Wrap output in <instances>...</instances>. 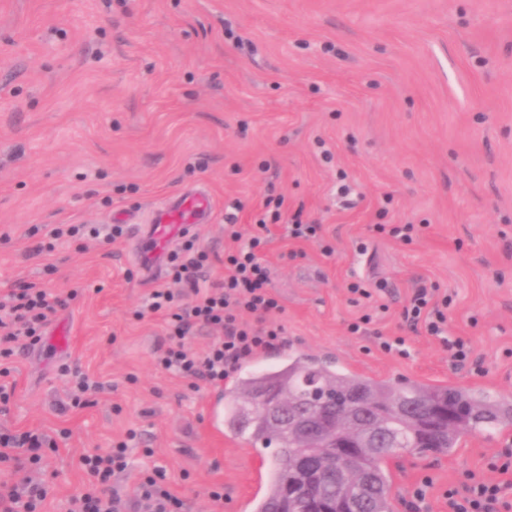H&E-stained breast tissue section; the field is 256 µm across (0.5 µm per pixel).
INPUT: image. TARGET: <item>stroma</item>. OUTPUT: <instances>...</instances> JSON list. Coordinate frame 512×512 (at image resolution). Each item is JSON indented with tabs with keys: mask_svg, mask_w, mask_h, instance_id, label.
I'll use <instances>...</instances> for the list:
<instances>
[{
	"mask_svg": "<svg viewBox=\"0 0 512 512\" xmlns=\"http://www.w3.org/2000/svg\"><path fill=\"white\" fill-rule=\"evenodd\" d=\"M343 181L355 205L337 196ZM199 185L212 198L209 220L191 229L210 254L207 283L224 277L236 200L243 232L281 195L333 248L273 225L262 258L284 342L248 368L306 353L398 386L512 398V0H0V290L77 292L40 344L0 360V382L14 389L0 432L57 443L45 460L49 512H67L80 489V457L131 428L141 440L112 481L124 498L156 469L183 512H251L263 494L271 454L210 419L232 379L155 364L163 321L136 313L166 273L136 267L135 229L110 244L48 236L120 212L147 220ZM377 224L420 231L401 242ZM358 277L383 282L388 307L362 335L348 330L366 310L348 292ZM422 285L448 302L445 336L402 316ZM380 334L406 337L407 356L380 351ZM449 337L471 344L469 362L452 359ZM82 376L95 388L74 408ZM510 444L512 426L450 456L400 457L397 512L426 475L420 512H448V484Z\"/></svg>",
	"mask_w": 512,
	"mask_h": 512,
	"instance_id": "stroma-1",
	"label": "stroma"
}]
</instances>
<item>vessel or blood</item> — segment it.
<instances>
[{
    "mask_svg": "<svg viewBox=\"0 0 512 512\" xmlns=\"http://www.w3.org/2000/svg\"><path fill=\"white\" fill-rule=\"evenodd\" d=\"M211 213V200L208 189L199 188L167 200L157 209L151 220L147 236H139L134 240L133 252L145 258L149 272L159 268L158 258L169 247L172 237L167 234V225L176 224L190 227L205 223Z\"/></svg>",
    "mask_w": 512,
    "mask_h": 512,
    "instance_id": "b4317fda",
    "label": "vessel or blood"
}]
</instances>
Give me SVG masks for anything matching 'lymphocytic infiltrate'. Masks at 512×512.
Masks as SVG:
<instances>
[{
	"mask_svg": "<svg viewBox=\"0 0 512 512\" xmlns=\"http://www.w3.org/2000/svg\"><path fill=\"white\" fill-rule=\"evenodd\" d=\"M283 204V199H276L269 220L259 221L247 239L236 227V215H225L224 232L236 246L224 254L223 281L210 286L203 276L208 253L189 229L180 230V246L166 257L167 281L150 293L144 307L145 313L166 320L168 345L157 358L160 367L185 378L218 383L259 350L282 344L283 327L268 319L280 304L259 253L270 234L268 224L280 220ZM65 306V299L32 283L1 292L0 357L39 343L52 316ZM404 316L412 323H423L432 336L441 335L447 322L432 292L423 286L414 290ZM196 327L220 332L201 355L184 343ZM137 436L135 429H128L125 440L110 450L81 456L86 479L82 491L71 498L69 512H126L131 505L137 512H182V500L167 487L159 470L145 476L134 503L112 492L109 482L127 469L128 443ZM48 443L45 434L35 431L0 433V467L16 472L41 467L42 450ZM491 469L498 473V480L470 471L460 483L449 484L442 493L448 512H512V500L504 494L512 487V448L502 449ZM49 495L46 482L0 481V512H44Z\"/></svg>",
	"mask_w": 512,
	"mask_h": 512,
	"instance_id": "lymphocytic-infiltrate-1",
	"label": "lymphocytic infiltrate"
}]
</instances>
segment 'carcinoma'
Listing matches in <instances>:
<instances>
[{"label": "carcinoma", "mask_w": 512, "mask_h": 512, "mask_svg": "<svg viewBox=\"0 0 512 512\" xmlns=\"http://www.w3.org/2000/svg\"><path fill=\"white\" fill-rule=\"evenodd\" d=\"M276 393L288 395V407L311 414L329 405L341 417L348 399L359 396L362 420L372 422L377 433L373 447L363 448L361 429L342 421L336 434L317 436L287 430L273 423L260 406ZM512 426V400L483 389L414 381L398 388L385 380L335 369L305 356L240 374L224 404V427L252 446L272 450L273 467L254 512H303L313 507L329 512H394L391 460L408 453L452 455L464 437L482 431L493 433ZM304 448H351L350 478L330 476L322 481L320 499L303 492L290 500L286 484L295 479V465Z\"/></svg>", "instance_id": "1"}]
</instances>
